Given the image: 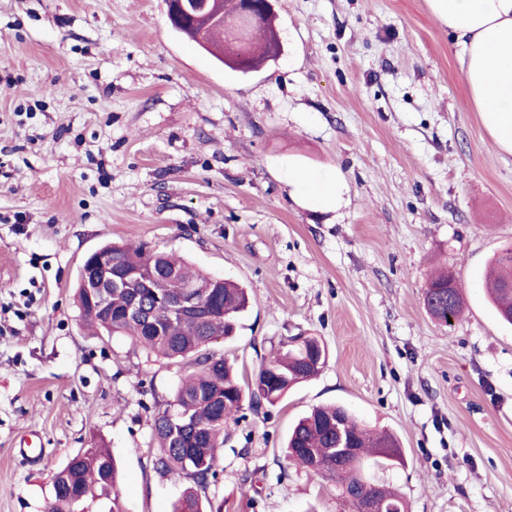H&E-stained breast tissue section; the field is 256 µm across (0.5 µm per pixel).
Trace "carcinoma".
Wrapping results in <instances>:
<instances>
[{"instance_id": "cac0c4a2", "label": "carcinoma", "mask_w": 512, "mask_h": 512, "mask_svg": "<svg viewBox=\"0 0 512 512\" xmlns=\"http://www.w3.org/2000/svg\"><path fill=\"white\" fill-rule=\"evenodd\" d=\"M178 33L196 43L210 44L252 61L255 69L266 62L276 33L273 20L250 21L241 17L238 0H226L224 21L203 29L193 19H183ZM102 249L128 271L150 266L159 271L148 288H114L104 300L89 294L78 283L77 303L82 320L116 336H127L147 355L168 360L180 359L191 367L181 377L172 399L156 404L153 433L160 456L156 468L184 476L202 487L216 478V467L224 445V428L240 412L244 400L251 406L276 405L297 385L316 376L326 359L315 357L316 340L306 338L287 350H279L259 367L246 384H241L232 365L224 357L205 352L217 338L232 335L250 299L246 289L234 282L191 269L183 261L149 249L146 244H106ZM190 289L209 318L198 322L171 310L168 298ZM493 309L512 325V248L493 258V272L485 281ZM138 292L144 316L126 318L132 292ZM427 304L456 317L464 304L461 289L452 273L431 277L425 289ZM344 424L346 435L358 450V462L346 460L338 451L336 423ZM296 466L317 463L315 474L336 482L339 497L354 507L364 491L361 461L376 454L392 462H402V448L386 432L372 433L362 428L356 417L337 405L317 407L298 419L284 448ZM53 491L46 512H123L117 465L105 448H83L68 458L53 476ZM371 492L386 504L387 512H407L399 489L372 482ZM175 512H203L194 489H186Z\"/></svg>"}]
</instances>
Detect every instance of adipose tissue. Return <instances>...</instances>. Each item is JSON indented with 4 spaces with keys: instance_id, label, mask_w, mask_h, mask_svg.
<instances>
[{
    "instance_id": "adipose-tissue-1",
    "label": "adipose tissue",
    "mask_w": 512,
    "mask_h": 512,
    "mask_svg": "<svg viewBox=\"0 0 512 512\" xmlns=\"http://www.w3.org/2000/svg\"><path fill=\"white\" fill-rule=\"evenodd\" d=\"M460 46L461 70L481 120L512 154V0H431Z\"/></svg>"
}]
</instances>
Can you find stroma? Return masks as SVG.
Masks as SVG:
<instances>
[{
    "label": "stroma",
    "instance_id": "1",
    "mask_svg": "<svg viewBox=\"0 0 512 512\" xmlns=\"http://www.w3.org/2000/svg\"><path fill=\"white\" fill-rule=\"evenodd\" d=\"M277 63L247 75L176 36L165 0H0V512H44L79 449H110L124 512H174L155 401L185 362L94 333L84 257L143 242L246 288L207 351L250 378L296 336L328 363L229 423L205 512H344L282 447L340 404L399 441L368 459L409 512H512V325L480 286L512 245V155L481 123L430 0H276ZM292 171L340 174L339 208ZM460 281L451 323L432 272Z\"/></svg>",
    "mask_w": 512,
    "mask_h": 512
}]
</instances>
